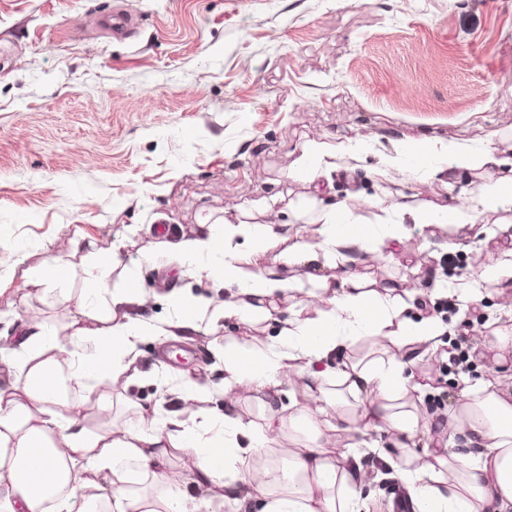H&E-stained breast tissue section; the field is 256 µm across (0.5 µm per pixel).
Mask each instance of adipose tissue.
<instances>
[{"instance_id": "adipose-tissue-1", "label": "adipose tissue", "mask_w": 512, "mask_h": 512, "mask_svg": "<svg viewBox=\"0 0 512 512\" xmlns=\"http://www.w3.org/2000/svg\"><path fill=\"white\" fill-rule=\"evenodd\" d=\"M348 152L344 145L310 140L294 161V175L316 180ZM494 149L427 139L396 140L381 155L383 169L432 176L446 168L473 170L498 164ZM512 210V178L480 187L469 197L449 194L439 206L399 197L383 208L378 223L353 218L346 203L319 209L316 238L297 237L279 255L287 266L316 262L333 269L375 244L402 241L407 223L421 226L466 224L477 213ZM278 234L270 224L225 223L222 233L200 225L194 236L164 242V255L194 265L217 288L236 289L238 301L220 304L182 292L170 293L171 313L155 323L144 314H118L123 304L145 306L147 293L136 270L128 286L110 293L105 278L123 262V243L94 251L97 272L75 297H65L68 334L38 322L27 324L8 360L17 383L0 387V512H206L215 499L240 512H352L351 495L365 472L354 444L336 441L376 428L388 436L378 456L392 463L399 451L412 512H512V396L483 382L461 390L448 418V432L476 451L472 459L451 452L422 461L409 442L419 416L408 401L412 367L420 348H433L445 331L436 317H405L407 302L399 283L364 289L349 274L340 292H329L328 277L307 274L287 280L256 269V258ZM318 292L316 315L285 318L267 341H229L215 355L224 370L223 410L203 412L188 426L184 416L209 396L207 387L182 377V415L158 422L142 408L123 429L99 432L87 425L89 412L103 411L96 386L125 373L137 379V347L144 338L164 343L189 337L220 320L261 323L273 320L275 299L286 292ZM385 340L382 357L367 363L336 362L354 337ZM299 377L304 403L281 417L280 378ZM82 385L80 399L64 384ZM257 401L261 422L244 420L238 391ZM289 449L273 459L280 440ZM178 457L180 472L165 471ZM194 476L199 496L179 490L182 473Z\"/></svg>"}]
</instances>
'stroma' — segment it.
<instances>
[{
    "label": "stroma",
    "mask_w": 512,
    "mask_h": 512,
    "mask_svg": "<svg viewBox=\"0 0 512 512\" xmlns=\"http://www.w3.org/2000/svg\"><path fill=\"white\" fill-rule=\"evenodd\" d=\"M121 5L141 18L136 38L117 41L96 27ZM311 139L363 140L367 149L311 182L292 174ZM422 139L481 142L503 163L427 179L378 174L392 141ZM501 178H512V0H0V349L15 346L32 316L64 329L58 301L80 293L93 264L73 240L104 251L124 242V260L137 264L151 296L146 312L160 322L172 291L219 302L234 295L157 253L159 242L202 223L277 224L281 239L257 267L289 279L301 270L278 256L288 239L310 235L320 206L346 202L373 224L389 197L443 205L447 183L463 195ZM510 248L512 211L412 224L401 243L361 254L353 268L337 265L329 280L334 290L350 270L377 290L406 280L408 317L445 325L412 368L417 453L464 452L462 437L438 425L465 386L489 380L512 392V360L497 365L484 353L493 333H512V289L480 277ZM57 256L70 263L67 279L19 291L26 272ZM463 280L480 301L450 297ZM438 286L445 295L431 296ZM278 327L220 321L176 340L187 351L181 360L142 342L140 378L96 387L113 406L89 428L123 426L138 404L165 416L179 410L173 385L183 373L213 393L200 409L222 407L214 344L263 340ZM459 341L467 362L457 369L449 353ZM386 442L377 430L364 437L356 512H392L406 496L376 454Z\"/></svg>",
    "instance_id": "obj_1"
}]
</instances>
